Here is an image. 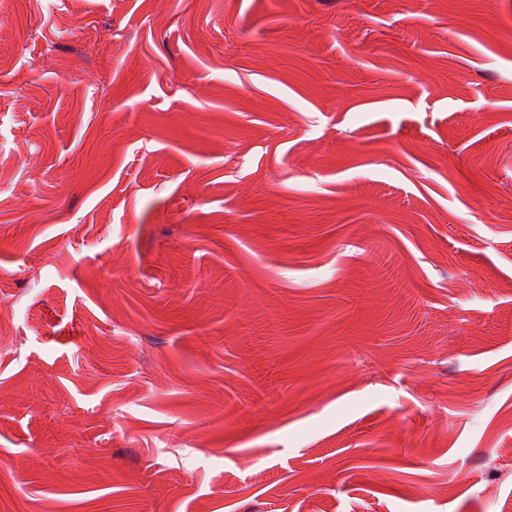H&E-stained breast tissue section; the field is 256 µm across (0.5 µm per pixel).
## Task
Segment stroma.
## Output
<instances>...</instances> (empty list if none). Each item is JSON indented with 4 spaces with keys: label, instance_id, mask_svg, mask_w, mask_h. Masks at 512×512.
I'll return each mask as SVG.
<instances>
[{
    "label": "stroma",
    "instance_id": "1",
    "mask_svg": "<svg viewBox=\"0 0 512 512\" xmlns=\"http://www.w3.org/2000/svg\"><path fill=\"white\" fill-rule=\"evenodd\" d=\"M0 512H512V0H0Z\"/></svg>",
    "mask_w": 512,
    "mask_h": 512
}]
</instances>
